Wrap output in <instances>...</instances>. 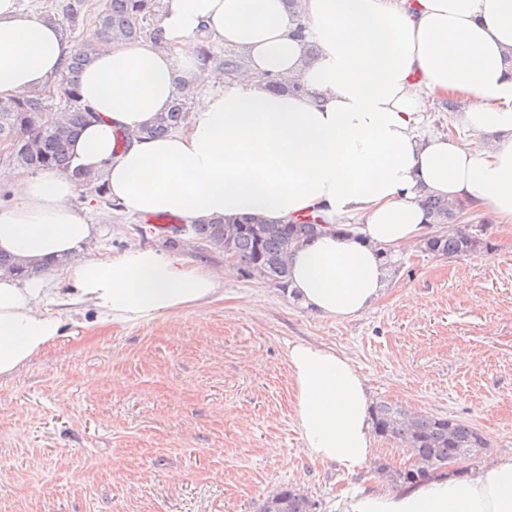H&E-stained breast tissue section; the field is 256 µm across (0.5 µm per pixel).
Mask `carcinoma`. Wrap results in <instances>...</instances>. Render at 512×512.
I'll list each match as a JSON object with an SVG mask.
<instances>
[{
    "mask_svg": "<svg viewBox=\"0 0 512 512\" xmlns=\"http://www.w3.org/2000/svg\"><path fill=\"white\" fill-rule=\"evenodd\" d=\"M151 0H108L95 17L94 37L79 45L66 65L64 84L33 96L0 100V142L18 164L28 169H49L66 172L70 167L68 148L72 138L88 122L91 112L80 102L77 87L80 76L90 62L98 43L105 41L136 42L147 37L143 22L151 12ZM58 97L62 104L53 111L50 121L43 119L49 99ZM187 102L179 99L156 124L145 130L153 137H162L185 123ZM436 224L457 221L461 204L427 196L423 200ZM319 220L311 215L286 224H268L253 219L194 224L196 240L222 251L231 244L238 264L250 275L267 272V281L286 287L288 256L292 245L320 231ZM489 248V242L467 229L455 228L450 233L428 237L422 251L436 256L471 255ZM0 268L17 271L25 278L48 270L44 265L21 267L0 253ZM375 432L398 444L414 459L408 468L393 469L385 463L376 467L378 473L395 485H414L434 473L451 466L465 473L478 466L486 439L468 423L433 415L412 414L389 402L381 401L372 408ZM314 502L308 494L293 486H280L266 498L259 512H313Z\"/></svg>",
    "mask_w": 512,
    "mask_h": 512,
    "instance_id": "1",
    "label": "carcinoma"
}]
</instances>
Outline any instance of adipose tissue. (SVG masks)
<instances>
[{"label":"adipose tissue","instance_id":"ef3b65f1","mask_svg":"<svg viewBox=\"0 0 512 512\" xmlns=\"http://www.w3.org/2000/svg\"><path fill=\"white\" fill-rule=\"evenodd\" d=\"M159 0L154 39L102 45L78 95L92 110L71 172L0 166V252L22 264L67 259L66 289L0 272V378L61 336L64 312L137 324L224 295V271L184 254L135 248L102 261L84 250L96 222L170 214L189 224L252 216L320 217L296 244L288 288L310 313L349 321L387 286L385 255L423 243L435 195L491 207L512 224V0ZM243 54L235 77L203 64L202 41ZM316 54H309V45ZM76 44L58 24L0 0V98L60 80ZM285 83L270 92L271 79ZM456 95L474 148L427 130L423 96ZM191 97L182 129L140 136ZM124 141H117V134ZM103 174L112 209L72 200L73 170ZM294 424L307 456L356 472L376 454L366 381L345 352L288 350ZM340 512H512V456L463 477L343 494Z\"/></svg>","mask_w":512,"mask_h":512}]
</instances>
